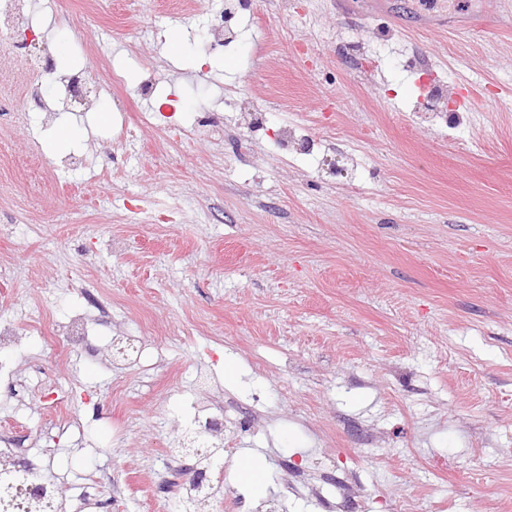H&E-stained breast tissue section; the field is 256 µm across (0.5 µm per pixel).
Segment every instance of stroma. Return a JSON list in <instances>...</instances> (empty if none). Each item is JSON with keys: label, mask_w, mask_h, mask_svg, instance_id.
<instances>
[{"label": "stroma", "mask_w": 512, "mask_h": 512, "mask_svg": "<svg viewBox=\"0 0 512 512\" xmlns=\"http://www.w3.org/2000/svg\"><path fill=\"white\" fill-rule=\"evenodd\" d=\"M228 3L32 0L16 23L0 322L27 334L0 434L44 454L71 510L91 484L109 512H178L165 460L220 399L230 454L199 512H339L335 487L291 491L298 469L354 477L363 512H512V0H246L236 41L203 53ZM42 57L57 68L40 79ZM79 69L86 105L48 114L25 94ZM423 83L445 90L447 122L419 120ZM239 96L318 149L287 156L231 120L196 131ZM85 282L112 299L92 335L131 350L47 344L35 319L95 317ZM246 449L266 495L237 479Z\"/></svg>", "instance_id": "stroma-1"}]
</instances>
